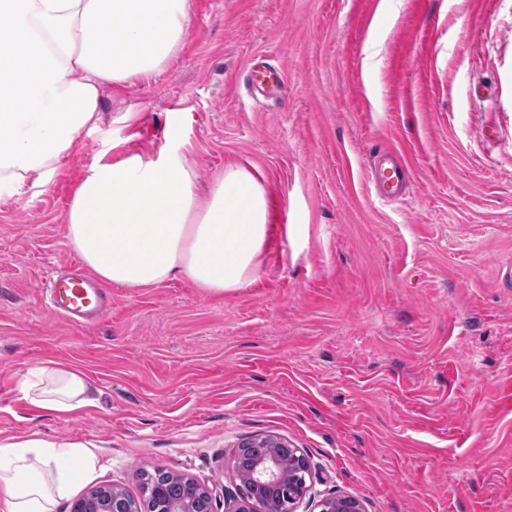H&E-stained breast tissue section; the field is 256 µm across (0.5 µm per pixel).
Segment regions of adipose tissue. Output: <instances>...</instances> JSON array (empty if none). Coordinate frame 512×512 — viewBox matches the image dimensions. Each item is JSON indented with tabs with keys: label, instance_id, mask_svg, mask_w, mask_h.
Wrapping results in <instances>:
<instances>
[{
	"label": "adipose tissue",
	"instance_id": "1",
	"mask_svg": "<svg viewBox=\"0 0 512 512\" xmlns=\"http://www.w3.org/2000/svg\"><path fill=\"white\" fill-rule=\"evenodd\" d=\"M191 0H0V197L44 186L86 129L105 86L153 77L180 52ZM176 151L99 163L75 190L65 238L102 282L184 275L221 294L253 280L267 237L266 188L225 167L207 190ZM23 398L59 414L92 402L79 370L36 365ZM98 463L95 449L38 435L0 442V512H54Z\"/></svg>",
	"mask_w": 512,
	"mask_h": 512
}]
</instances>
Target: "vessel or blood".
<instances>
[{
  "instance_id": "vessel-or-blood-1",
  "label": "vessel or blood",
  "mask_w": 512,
  "mask_h": 512,
  "mask_svg": "<svg viewBox=\"0 0 512 512\" xmlns=\"http://www.w3.org/2000/svg\"><path fill=\"white\" fill-rule=\"evenodd\" d=\"M252 96L267 95L282 81L280 72L259 59H252L246 73ZM406 164L391 148L378 155L375 185L387 199L398 198L405 188ZM46 291L50 311L77 326L101 319L110 310L112 296L90 274L79 271L77 262L52 272Z\"/></svg>"
}]
</instances>
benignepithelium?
Wrapping results in <instances>:
<instances>
[{
  "label": "benign epithelium",
  "instance_id": "benign-epithelium-1",
  "mask_svg": "<svg viewBox=\"0 0 512 512\" xmlns=\"http://www.w3.org/2000/svg\"><path fill=\"white\" fill-rule=\"evenodd\" d=\"M234 470L237 478L247 477L278 492V495L262 500L240 495L234 499V509L231 512H296L310 490L306 481H298L286 474L273 455L253 465L245 474L237 465L234 466ZM98 509L101 512H135L132 500L118 488L113 489L112 497L105 499ZM320 512H365V510L363 503L357 497L343 494L322 500Z\"/></svg>",
  "mask_w": 512,
  "mask_h": 512
}]
</instances>
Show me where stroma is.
I'll use <instances>...</instances> for the list:
<instances>
[{
    "label": "stroma",
    "mask_w": 512,
    "mask_h": 512,
    "mask_svg": "<svg viewBox=\"0 0 512 512\" xmlns=\"http://www.w3.org/2000/svg\"><path fill=\"white\" fill-rule=\"evenodd\" d=\"M283 84L245 89L258 55ZM177 149L201 184L224 166L267 188L255 280L213 294L178 276L112 286L76 327L42 283L75 260L64 216L116 155ZM404 158L409 194L369 189L371 154ZM512 0H192L159 74L106 89L96 128L49 184L0 199V441L97 449L99 487L139 497L137 470L198 480L216 512L240 443L304 449L313 499L366 512H512ZM82 371L96 401L55 414L23 399L34 365ZM320 512H365L363 503L352 495H337L323 499Z\"/></svg>",
    "instance_id": "35a3bbf8"
}]
</instances>
